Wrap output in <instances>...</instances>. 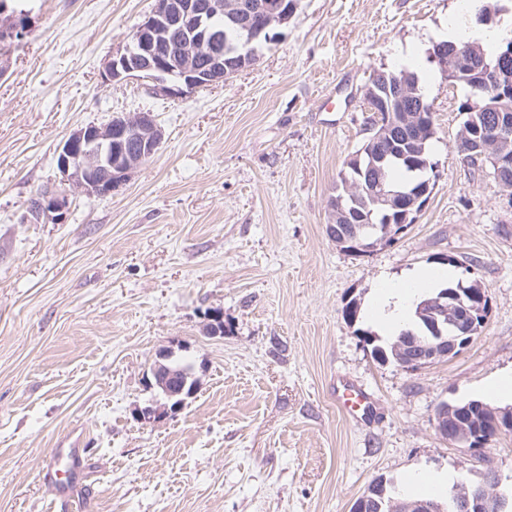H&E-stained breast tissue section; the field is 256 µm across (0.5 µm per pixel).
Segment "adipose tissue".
Wrapping results in <instances>:
<instances>
[{"mask_svg":"<svg viewBox=\"0 0 512 512\" xmlns=\"http://www.w3.org/2000/svg\"><path fill=\"white\" fill-rule=\"evenodd\" d=\"M455 277L450 267L418 269L405 277L384 281L371 309L376 326L402 328L409 320L412 305L425 289L448 282Z\"/></svg>","mask_w":512,"mask_h":512,"instance_id":"obj_1","label":"adipose tissue"}]
</instances>
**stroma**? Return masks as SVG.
Masks as SVG:
<instances>
[{
	"instance_id": "obj_1",
	"label": "stroma",
	"mask_w": 512,
	"mask_h": 512,
	"mask_svg": "<svg viewBox=\"0 0 512 512\" xmlns=\"http://www.w3.org/2000/svg\"><path fill=\"white\" fill-rule=\"evenodd\" d=\"M26 5L0 78V512H48L40 471L76 426L74 512H352L377 479L474 487L490 467L512 485V433L474 448L434 429L440 403L512 374V200L456 148L480 97L431 59L458 0H297L256 66L175 98L104 75L152 0ZM403 68L435 107L433 190L394 244L354 257L325 233L328 202L366 137L361 88ZM140 110L165 139L126 185L66 188L63 222L25 221L74 130ZM445 258L487 290L482 332L416 371L376 359L362 334L381 281ZM213 310L223 335L204 332ZM163 351L197 385L149 424ZM339 376L374 394L376 422L340 412Z\"/></svg>"
}]
</instances>
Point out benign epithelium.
I'll use <instances>...</instances> for the list:
<instances>
[{
    "instance_id": "benign-epithelium-1",
    "label": "benign epithelium",
    "mask_w": 512,
    "mask_h": 512,
    "mask_svg": "<svg viewBox=\"0 0 512 512\" xmlns=\"http://www.w3.org/2000/svg\"><path fill=\"white\" fill-rule=\"evenodd\" d=\"M296 0H154L150 14L133 31L125 46L105 64V75L112 83L128 79L146 82L150 93L177 97L206 89L222 80L253 68L263 50L270 49L283 37L282 28L296 10ZM224 18L237 26L242 36L229 54H224V33L214 22ZM30 11L16 0H0V42L23 39L30 31ZM181 41L173 51H162L173 34ZM497 57L488 58L481 45L468 42L461 45L440 44L432 53L441 74L453 85H463L471 92L491 88L494 93L476 107L469 102L460 104V111L483 112L484 122L473 126L467 122L460 130L465 142L476 144L480 153L466 157L475 166L486 169L479 159L489 157L493 168L488 173L497 192L512 196V154L502 146L512 141V38L504 41ZM361 90L367 111L391 113L385 124L375 123L369 129L387 134L408 148L402 154L369 155L366 166L354 157V168L364 178L363 191L386 214L383 234L369 237L358 223L362 212L357 200L334 199L333 208L339 219L336 233L331 235L338 246L362 255L387 246L409 228L430 197L431 181L419 188L394 189L384 179L383 163L390 157L412 166L429 167L421 160L424 144L434 137V126L427 122L433 108L418 95L403 75L378 73ZM164 133L151 112L116 115L105 124H88L75 130L56 152V165L63 182L89 196L105 197L118 190L163 142ZM67 196L52 191L33 199L26 220L38 223L55 214L63 218ZM489 314L487 292L475 281H458L457 287L441 292L423 302L418 315L427 323L430 335L408 336L394 348V355L405 368L419 369L440 360L449 359L467 347L485 326ZM155 385L163 390L165 402L156 409L141 412V419L153 422L174 413L190 397L195 386L174 383L166 364L157 361L151 367ZM482 411L483 425L493 434L512 431V408L489 404L441 403L434 416L437 434L448 442H464L472 447H484L487 441L478 439L480 432L468 427L466 416L471 408ZM502 480L497 470L485 473L484 483L477 492L467 489L456 498V512H485L491 502L506 506L501 494ZM383 483L377 481L360 497L353 512H367L375 503L373 495H383ZM389 512H442V507L427 501L403 507V502L391 499Z\"/></svg>"
}]
</instances>
